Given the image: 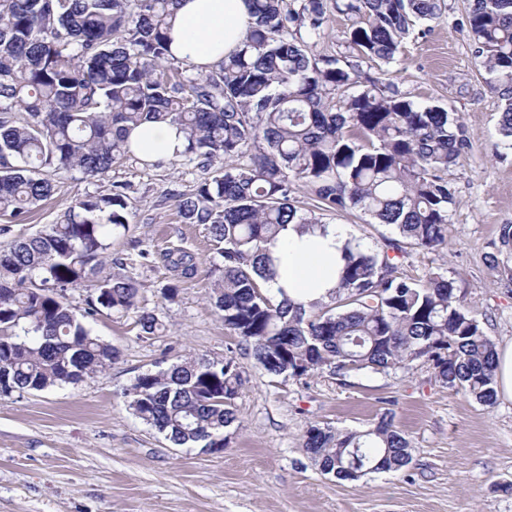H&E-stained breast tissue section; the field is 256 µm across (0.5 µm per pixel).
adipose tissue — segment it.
<instances>
[{
  "mask_svg": "<svg viewBox=\"0 0 512 512\" xmlns=\"http://www.w3.org/2000/svg\"><path fill=\"white\" fill-rule=\"evenodd\" d=\"M251 18L246 0H179L169 55L205 72L224 54L242 48ZM135 155L146 163L181 156L186 141L168 122H149L129 137ZM349 239L342 226L301 229L291 224L269 246L278 262L271 291L285 289L305 304L328 301L339 283L341 250Z\"/></svg>",
  "mask_w": 512,
  "mask_h": 512,
  "instance_id": "adipose-tissue-1",
  "label": "adipose tissue"
}]
</instances>
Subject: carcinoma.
<instances>
[{
  "label": "carcinoma",
  "instance_id": "1",
  "mask_svg": "<svg viewBox=\"0 0 512 512\" xmlns=\"http://www.w3.org/2000/svg\"><path fill=\"white\" fill-rule=\"evenodd\" d=\"M173 2L0 0V213L27 220L54 193L49 170L98 181L132 155L131 129L169 121L185 136L184 154L211 170L194 193L175 197L183 222L206 226L223 259L209 299L269 376L424 360L442 384L493 405L496 346L457 280L439 268L417 280L398 266L410 249L447 247L455 206L447 174L471 151V135L445 108L361 78L345 56H310V40L336 13L351 21L343 37L353 57L389 64L411 30L443 16L444 0H299L288 9L284 0H247L244 46L196 74L168 57ZM459 25L501 101L498 132L512 146V0H470ZM245 156L248 165L239 163ZM296 180L315 208L357 210L395 232L375 251L347 242L327 302L279 299L267 287L276 262L268 245L289 224L319 223L294 204ZM128 207L123 185L86 194L64 220L0 252V395L77 384L118 359L72 311L67 291H86L88 317L138 308V282L109 254ZM165 261L162 295L172 299L199 265L183 250ZM137 324L146 335L161 330L145 310ZM242 385L233 357L187 358L137 376L125 397L172 444L209 451L242 426ZM303 448L343 481L412 459L390 412L364 431L311 425Z\"/></svg>",
  "mask_w": 512,
  "mask_h": 512
}]
</instances>
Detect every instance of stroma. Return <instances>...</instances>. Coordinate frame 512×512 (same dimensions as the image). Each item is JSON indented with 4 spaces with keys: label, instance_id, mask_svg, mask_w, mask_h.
Listing matches in <instances>:
<instances>
[{
    "label": "stroma",
    "instance_id": "35a3bbf8",
    "mask_svg": "<svg viewBox=\"0 0 512 512\" xmlns=\"http://www.w3.org/2000/svg\"><path fill=\"white\" fill-rule=\"evenodd\" d=\"M445 3L443 17L411 33L396 61L362 69L417 103L455 112L473 137L471 152L448 172L457 205L447 250H414L399 265L414 279L446 268L500 347L512 343V253L495 248L501 225L512 224V149L500 144V102L457 24L469 0ZM204 176L192 155L158 166L131 156L93 183L76 170L55 174L54 195L25 222L0 214L5 251L59 222L75 198L126 186L130 224L111 251L139 281L141 307L163 325L144 336L136 313L101 312L87 325L118 348L114 364L74 385L0 396V512H512V399L482 405L441 384L420 360L285 382L256 364L207 299L206 272L222 262L208 231L183 223L174 207V196L192 193ZM322 221L345 225L371 250L393 234L357 211L327 212ZM172 249L191 253L201 272L168 301L161 290ZM190 356H232L242 367V426L219 452L172 445L124 398L136 376ZM387 411L413 448L400 471L341 481L302 447L309 426L359 431Z\"/></svg>",
    "mask_w": 512,
    "mask_h": 512
}]
</instances>
